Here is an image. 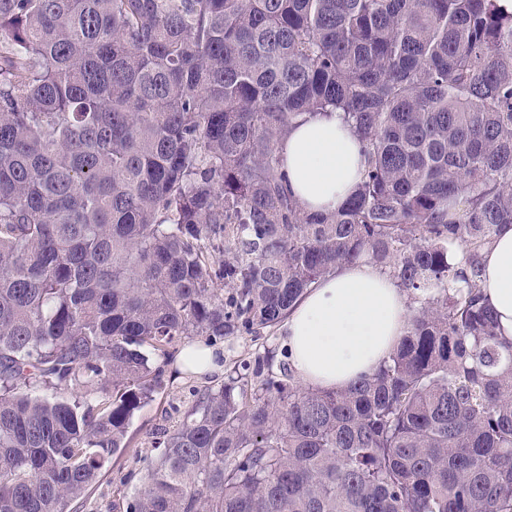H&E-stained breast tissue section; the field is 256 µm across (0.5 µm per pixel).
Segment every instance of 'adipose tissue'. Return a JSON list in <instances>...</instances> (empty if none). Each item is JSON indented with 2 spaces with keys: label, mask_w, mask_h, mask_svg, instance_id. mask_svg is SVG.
Segmentation results:
<instances>
[{
  "label": "adipose tissue",
  "mask_w": 512,
  "mask_h": 512,
  "mask_svg": "<svg viewBox=\"0 0 512 512\" xmlns=\"http://www.w3.org/2000/svg\"><path fill=\"white\" fill-rule=\"evenodd\" d=\"M288 189L309 213L342 205L360 179L364 159L356 135L336 114L298 123L279 147ZM484 296L498 332L512 341V227L500 230L482 253ZM405 292L367 260L340 266L309 288L282 322V345L306 386L337 389L376 371L407 331ZM223 351L205 340L176 355L184 373H219Z\"/></svg>",
  "instance_id": "obj_1"
}]
</instances>
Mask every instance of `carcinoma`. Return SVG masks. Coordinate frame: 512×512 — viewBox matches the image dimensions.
I'll list each match as a JSON object with an SVG mask.
<instances>
[{
	"label": "carcinoma",
	"instance_id": "obj_1",
	"mask_svg": "<svg viewBox=\"0 0 512 512\" xmlns=\"http://www.w3.org/2000/svg\"><path fill=\"white\" fill-rule=\"evenodd\" d=\"M332 112L364 169L307 213L278 147ZM506 225L512 0H0V512H78L186 339L362 256L420 300L389 360L238 365L124 512H512ZM484 296L498 320V332L512 341V227H505L482 252Z\"/></svg>",
	"mask_w": 512,
	"mask_h": 512
}]
</instances>
